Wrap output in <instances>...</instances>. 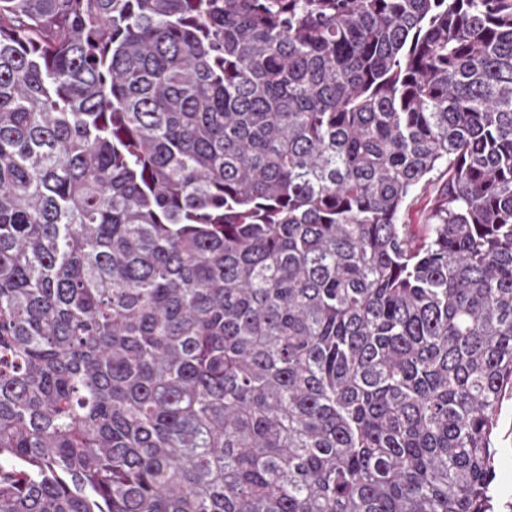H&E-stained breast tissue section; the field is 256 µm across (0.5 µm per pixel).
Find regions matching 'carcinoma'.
I'll return each mask as SVG.
<instances>
[{"label": "carcinoma", "mask_w": 512, "mask_h": 512, "mask_svg": "<svg viewBox=\"0 0 512 512\" xmlns=\"http://www.w3.org/2000/svg\"><path fill=\"white\" fill-rule=\"evenodd\" d=\"M510 400L512 0H0V512H512ZM439 190V183L433 182L425 190L417 192L402 215L404 224H412L416 235H421L424 227L429 223V217ZM496 448H499L496 464V484L501 483L512 489V402L504 405L496 437Z\"/></svg>", "instance_id": "cac0c4a2"}]
</instances>
